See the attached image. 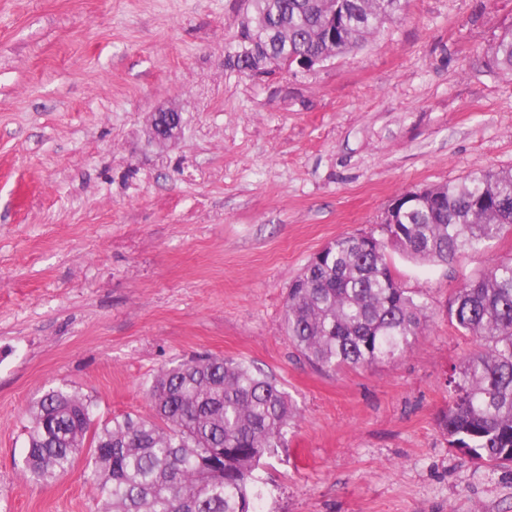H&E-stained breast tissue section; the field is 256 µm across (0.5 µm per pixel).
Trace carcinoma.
Here are the masks:
<instances>
[{"label": "carcinoma", "instance_id": "cac0c4a2", "mask_svg": "<svg viewBox=\"0 0 512 512\" xmlns=\"http://www.w3.org/2000/svg\"><path fill=\"white\" fill-rule=\"evenodd\" d=\"M241 23L234 65L266 72L302 55L350 52L402 0H253ZM492 60L512 73V30ZM434 198L402 207L398 224L329 242L288 289L286 332L320 369H369L410 352L431 306L399 283L387 249L447 263L512 234V172L480 168L446 182ZM448 322L481 350L454 369L436 417L453 448L475 463L512 465V258L463 280L448 298ZM151 413L94 420L92 401L59 386L31 408L25 474L51 484L82 448L101 512H255V471L297 418L288 395L260 369L199 355L159 371Z\"/></svg>", "mask_w": 512, "mask_h": 512}]
</instances>
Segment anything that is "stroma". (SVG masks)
<instances>
[{
    "instance_id": "obj_1",
    "label": "stroma",
    "mask_w": 512,
    "mask_h": 512,
    "mask_svg": "<svg viewBox=\"0 0 512 512\" xmlns=\"http://www.w3.org/2000/svg\"><path fill=\"white\" fill-rule=\"evenodd\" d=\"M252 0H0V512H97L85 457L24 479L50 388L97 420L150 412L198 354L262 369L298 420L258 468L263 512H512V468L450 448L435 417L479 346L458 284L512 235L449 263L389 251L433 314L412 351L320 371L288 339V288L407 190L512 171V0H403L358 50L252 75L227 59ZM181 130L161 142L155 113ZM492 60L501 69L512 73V30L500 35L492 50Z\"/></svg>"
}]
</instances>
